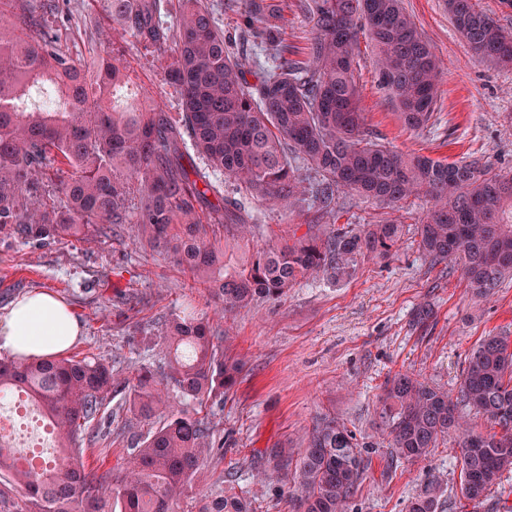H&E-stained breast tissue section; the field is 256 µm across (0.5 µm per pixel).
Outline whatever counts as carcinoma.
Returning <instances> with one entry per match:
<instances>
[{
  "label": "carcinoma",
  "instance_id": "carcinoma-1",
  "mask_svg": "<svg viewBox=\"0 0 512 512\" xmlns=\"http://www.w3.org/2000/svg\"><path fill=\"white\" fill-rule=\"evenodd\" d=\"M112 22L144 49L171 48L167 80L179 89L173 122L129 92L123 45L104 34L102 53L77 65L48 18L69 27L67 0H0V234L32 244L64 237H110L137 224L147 244L206 286L224 312L277 300L317 273L339 281L359 261L387 255L402 236L393 220L360 228L338 225L260 247L230 266L214 239L223 227L246 237L235 204L224 202V176L274 204L309 202L327 212L341 190L391 206L429 198L420 245L430 263L453 261L465 286L488 295L512 276V177L478 159L448 163L404 154L373 140L355 76L358 31H368L381 85L398 101L404 124L433 125L440 61L402 0H308L312 37L304 61L285 57L268 0H244L243 32L252 39L256 81L219 28L208 0H108ZM455 27L480 58L512 68V31L473 0H446ZM203 160L198 165L195 159ZM166 371L147 366L125 387L103 361L55 356L0 359V398L26 394L48 422L56 455L39 466L17 462L0 433V475L23 491L15 512H179L204 457L224 447L210 407L242 370L231 337L192 314L165 320ZM125 392L129 410L163 423L133 452L120 474L89 469L103 402ZM486 427L467 420L463 410ZM379 418L391 456L427 457L459 434L461 496L483 502L512 471V338L484 337L468 355L459 395L408 372L384 387ZM293 468L292 512H349L368 469L364 447L334 417L318 422L306 447L274 448L266 468ZM442 487L431 476L407 512H442ZM196 512H255L233 481L202 497Z\"/></svg>",
  "mask_w": 512,
  "mask_h": 512
}]
</instances>
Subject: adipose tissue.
<instances>
[{"label": "adipose tissue", "instance_id": "1", "mask_svg": "<svg viewBox=\"0 0 512 512\" xmlns=\"http://www.w3.org/2000/svg\"><path fill=\"white\" fill-rule=\"evenodd\" d=\"M82 327L70 307L48 292H33L0 315V350L21 358H46L72 347Z\"/></svg>", "mask_w": 512, "mask_h": 512}]
</instances>
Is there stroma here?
Here are the masks:
<instances>
[{"label": "stroma", "mask_w": 512, "mask_h": 512, "mask_svg": "<svg viewBox=\"0 0 512 512\" xmlns=\"http://www.w3.org/2000/svg\"><path fill=\"white\" fill-rule=\"evenodd\" d=\"M279 9L288 56L305 59L311 26L304 0H271ZM422 37L443 68L433 127L412 130L400 118L396 99L384 89L367 34H360L356 74L366 128L380 143L407 154L456 162L477 158L490 172L512 175V68H501L470 50L454 28L443 0H403ZM72 27L62 41L75 60L99 49L98 26H111L106 0H70ZM125 60L143 93L171 116L180 96L166 81L167 52L150 53L125 36ZM224 194L238 202L264 242L275 244L292 232H325L342 224H378L396 219L403 234L391 254L359 263L355 275L333 283L305 279L278 300L260 301L219 319L203 289L164 255L139 243L136 225L120 239L66 238L46 246L0 239V314L34 291L61 297L82 325L70 348L77 358L112 364L118 378L134 381L138 370L164 363L160 323L183 310L220 323L235 338L234 352L245 365L225 393L214 421L224 450L209 457L193 478L181 512L200 496L234 479L248 492L256 512H288L287 475L258 485L260 460L273 448H297L306 432L326 415L344 421L368 446L371 465L351 503L353 512H406L426 473L447 490L443 512H458L459 448L456 437L427 458L392 459L390 438L379 429L380 396L399 371L421 375L430 385L457 394L468 353L484 337L512 336V278L484 299H475L455 267L430 265L420 247L418 226L429 206L412 197L387 208L343 190L336 209L285 208L254 200L233 182ZM430 305L425 323L414 315ZM110 432L84 454L87 465L108 470L129 454L131 437L155 430L159 419L118 409Z\"/></svg>", "instance_id": "obj_1"}]
</instances>
